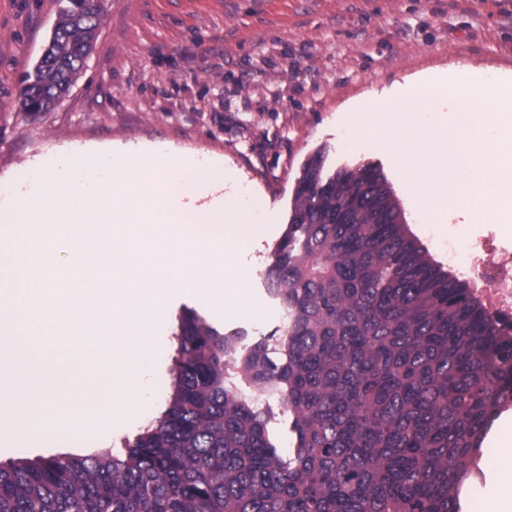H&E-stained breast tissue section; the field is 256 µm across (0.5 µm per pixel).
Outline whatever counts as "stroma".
<instances>
[{
  "instance_id": "obj_1",
  "label": "stroma",
  "mask_w": 512,
  "mask_h": 512,
  "mask_svg": "<svg viewBox=\"0 0 512 512\" xmlns=\"http://www.w3.org/2000/svg\"><path fill=\"white\" fill-rule=\"evenodd\" d=\"M59 5L0 0V177L89 143L172 145L223 157L235 176L226 193L259 198L263 234L238 254L249 308L172 294L153 332L145 409L75 445L0 430V464L123 448L164 408L182 308L251 341L276 327L264 271L306 157L322 148L332 168L371 162L398 184L385 154L350 145L349 106L453 63L512 75V15L496 0H101L97 42L69 94L51 111L26 112L22 77L46 47Z\"/></svg>"
}]
</instances>
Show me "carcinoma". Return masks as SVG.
<instances>
[{
	"mask_svg": "<svg viewBox=\"0 0 512 512\" xmlns=\"http://www.w3.org/2000/svg\"><path fill=\"white\" fill-rule=\"evenodd\" d=\"M102 7H60L20 106L53 109ZM288 324L251 344L178 318L172 393L124 448L0 465V512H460L482 444L512 405V322L431 262L385 176L301 166L265 272ZM291 417L284 456L270 410Z\"/></svg>",
	"mask_w": 512,
	"mask_h": 512,
	"instance_id": "1",
	"label": "carcinoma"
}]
</instances>
